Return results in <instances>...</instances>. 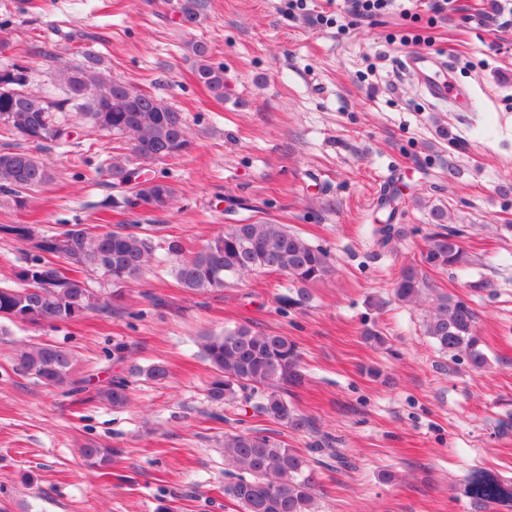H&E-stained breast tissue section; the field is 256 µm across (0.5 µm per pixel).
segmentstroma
I'll return each instance as SVG.
<instances>
[{
	"label": "stroma",
	"instance_id": "obj_1",
	"mask_svg": "<svg viewBox=\"0 0 512 512\" xmlns=\"http://www.w3.org/2000/svg\"><path fill=\"white\" fill-rule=\"evenodd\" d=\"M181 0H0V69L32 67L30 87L55 98L58 59L87 51L101 76L148 91L183 112L191 146L152 173L176 189L166 210L110 208L104 171L118 142L73 112L68 143L40 156L50 184L25 206L0 193V225L53 234L71 224L117 225L152 236L157 248L141 282L124 287L111 312L0 333V504L8 512H236L224 497V434L253 430L314 462L319 512H473L460 487L484 469L512 481V4L485 0H393L358 21L334 0H205L195 23ZM224 70L216 98L196 77L193 42ZM445 60L459 104L432 105L403 58ZM395 188L408 235L376 251L378 206ZM443 209L471 263L427 270L432 287L465 298L479 317L489 364L472 370L440 354L423 334L424 304L396 300L392 283L419 262ZM283 224L327 249L335 270L311 284L300 308L279 311L289 281L255 273L223 289L191 293L177 257L224 226L247 219ZM249 325L295 341L305 380L288 400L314 428L292 431L213 402L214 373L200 336ZM384 336L386 347L366 341ZM70 350L83 395L49 390L19 374L24 348ZM126 345L123 360L113 350ZM170 371L147 380L154 363ZM127 378L121 409L96 398ZM328 440L348 467L320 465L311 446ZM113 449L107 468L89 466L82 444Z\"/></svg>",
	"mask_w": 512,
	"mask_h": 512
}]
</instances>
